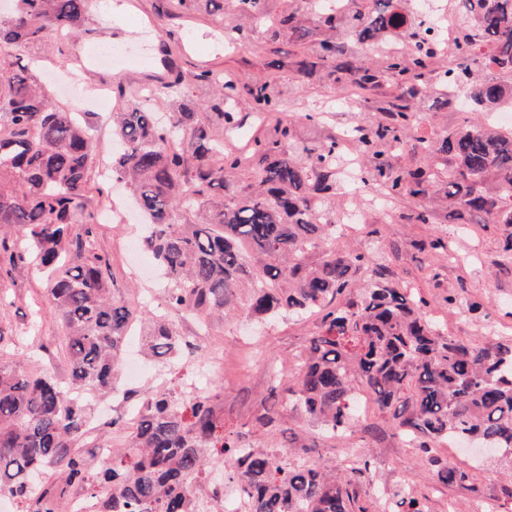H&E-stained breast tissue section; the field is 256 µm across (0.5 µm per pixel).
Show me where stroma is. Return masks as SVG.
<instances>
[{
	"mask_svg": "<svg viewBox=\"0 0 512 512\" xmlns=\"http://www.w3.org/2000/svg\"><path fill=\"white\" fill-rule=\"evenodd\" d=\"M218 8L175 12L169 0H93L84 31L65 40L61 50L38 46L18 49L21 60L38 59L37 73L60 104L76 109L90 127L96 156L87 185V196L99 215L97 252L108 258L117 295L135 296L146 304L147 314L132 324L126 341L125 366L117 370L120 388L116 394H93L92 432L82 442L84 451L122 448L128 431V407L143 391L160 385L180 390L189 381L215 385L219 396L215 413L224 432L239 437L242 445L262 446L287 457L291 447L307 445L308 461L341 471L355 461L370 464V479L361 481L356 492L368 502L404 488L424 499L428 512H478L483 501L512 512V498L502 491L503 469L497 458L480 455L452 442L439 445L438 455L469 471L472 488H448L438 483L426 454L406 442L394 427L391 414L378 410L370 392L357 386L366 413L346 435L330 439L315 421L303 418L282 403V389L296 375L307 355L311 339L319 332V318L280 317L260 323L245 303L224 318L201 319L168 309L170 280L153 258L138 249L144 231L131 210L121 184L103 177L114 149L110 115L97 111L87 91L108 86L116 101L131 102L160 83L176 77L191 78L211 69L251 84L275 81L281 91L280 112L294 125L299 137L319 141L382 120L381 109L394 91L384 88L369 95L353 112H337L336 101L355 99L357 89L350 79L336 82L309 78L293 64L296 46L287 35L270 40L265 26L241 20V37L233 47L219 39L233 17V0H218ZM154 38L152 53L137 62L122 59L105 65L85 62L95 48H134L141 32ZM434 90L417 100L418 121L407 137L404 150L396 152L397 167L430 169L435 175L432 200L386 198V209L367 215L364 223L352 225L333 245L336 254L353 251L369 254L385 264L392 282L423 298L426 312L445 335L465 343L489 340L512 341V262L498 265L503 246V225L479 220L451 219L444 192L448 186V157L425 153L419 139L437 138L448 130L480 118L477 109L459 107L438 111ZM327 115L318 122L305 116L316 109ZM426 212L427 223L416 221ZM440 238L447 249H431L427 243ZM45 272L34 266L0 276V361L16 364L24 371L36 368L69 383L71 371L63 350L64 331L47 302ZM459 296L466 306L449 304ZM167 314L177 332L195 345L193 353L172 365L167 358L143 352L153 313ZM277 410L274 428L259 419Z\"/></svg>",
	"mask_w": 512,
	"mask_h": 512,
	"instance_id": "1",
	"label": "stroma"
}]
</instances>
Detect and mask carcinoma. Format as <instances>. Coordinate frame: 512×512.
<instances>
[{
	"label": "carcinoma",
	"mask_w": 512,
	"mask_h": 512,
	"mask_svg": "<svg viewBox=\"0 0 512 512\" xmlns=\"http://www.w3.org/2000/svg\"><path fill=\"white\" fill-rule=\"evenodd\" d=\"M13 14L0 19V227L30 239L23 254L0 238V274L37 262L50 274L49 296L64 328L71 380L61 386L47 372L24 373L0 361V493L24 504L23 512H69L68 489L89 488L102 496L101 512H200L195 480L214 457L224 464L245 512H427L424 503L399 490L371 505L359 503L354 486L369 463L337 474L316 463H285L268 448H243L224 435L214 410L217 392L197 391L181 399L172 390L148 391L134 407L129 445L97 464L77 447L90 426L82 393H109L126 331L142 313L135 300L112 295L109 261L95 252L98 217L85 196L94 143L79 113L55 103L38 83L36 68L13 60L23 45L52 47L85 24L88 0H13ZM270 0H234L235 14L267 24L275 40L288 29L300 46L295 61L307 77L347 75L364 93L397 91L381 109L377 127L356 126L359 155L370 164L363 179L376 176L386 194L402 198L428 193L432 173L396 169L388 149L405 143L414 126V101L422 80L434 75L445 86L437 110L455 105L446 86L470 79L474 50L489 48L490 61L512 72V0H458L455 40L437 48L419 39L408 54H384L380 67H360L345 45L315 32L346 29L376 45L389 26L406 16L393 0L364 7L351 0L343 13L321 0L306 11L271 16ZM446 56L455 66L433 68ZM192 81L218 93L202 120L177 79L157 93L182 100L169 122L156 118L149 99L120 103L113 112L112 174L132 191L148 224L143 247L172 281L167 305L198 317L222 316L249 294L259 318L280 314L321 317L324 334L286 389L292 410L318 421L325 436L352 429L355 382H362L382 410L392 411L403 438L426 453L453 438L476 439L495 449L512 479V344L466 345L440 332L423 312L425 301L388 278L387 267L354 253L324 252L308 263L310 247L336 236V225L319 221L316 200L336 195L341 138L310 143L278 116L280 92L270 81L247 87L248 104L269 124L248 140L258 158V187L237 191L224 202V179L243 156L224 152L212 126L238 128V81L203 70ZM474 104L492 110L507 102L493 80L471 88ZM448 154L452 213L479 214L486 224L512 225V133L481 123L441 138ZM364 286L352 291L355 275ZM154 356L178 361L189 342L164 316L152 319L148 340ZM437 481L467 487L471 474L431 458ZM34 474L52 478L39 488Z\"/></svg>",
	"instance_id": "carcinoma-1"
}]
</instances>
